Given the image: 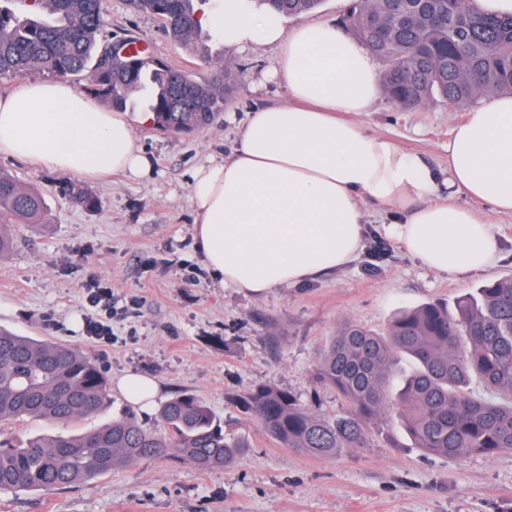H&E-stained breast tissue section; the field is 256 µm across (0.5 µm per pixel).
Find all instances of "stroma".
Returning <instances> with one entry per match:
<instances>
[{
    "mask_svg": "<svg viewBox=\"0 0 512 512\" xmlns=\"http://www.w3.org/2000/svg\"><path fill=\"white\" fill-rule=\"evenodd\" d=\"M107 11V34L135 35L155 59L200 81L217 63L241 68L242 84L211 125L188 135L158 132L140 122L142 103L128 106L135 143L153 162L146 177L80 181L0 156V170L40 189L47 204L41 224L13 227L14 248L0 256V328L80 350L109 382L138 373L158 383L155 409H135L113 390L98 414L71 423L73 431L122 416L156 428L158 406L185 393L226 431L245 435L250 448L222 469L202 471L172 454L54 493L0 492V512H512V450L450 459L415 447L396 425L368 447L320 458L282 447L241 408L244 395L269 385L319 416L342 414L347 401L313 378L330 337L348 322L385 334L401 308L451 305L512 276V215L494 218L495 263L464 276L433 273L407 255L384 234L386 215L371 209L364 251L342 269L261 294L214 281L194 247L189 182L198 165L232 154L249 112L286 102L272 76L278 51L202 36L197 57L126 0H107ZM466 117L441 102L403 110L383 97L358 120L443 174L451 131ZM75 185L97 206L75 204ZM96 280L112 293L108 342L85 331L96 316L87 301Z\"/></svg>",
    "mask_w": 512,
    "mask_h": 512,
    "instance_id": "obj_1",
    "label": "stroma"
}]
</instances>
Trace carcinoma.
<instances>
[{
  "label": "carcinoma",
  "instance_id": "obj_1",
  "mask_svg": "<svg viewBox=\"0 0 512 512\" xmlns=\"http://www.w3.org/2000/svg\"><path fill=\"white\" fill-rule=\"evenodd\" d=\"M207 0H129L162 20L169 38L197 52L198 16ZM279 18L310 12L322 0H259ZM342 26L384 65V95L419 109L436 97L463 110L486 94H512V15L489 16L472 0H351ZM105 0H0V75L47 70L61 79L91 68L81 90L123 112L151 83L154 126L190 134L210 125L239 83L232 68L196 80L134 48L130 36L102 39ZM45 207L35 189L0 173V253L13 247L8 228L38 224ZM417 369L395 390L400 356ZM317 383L335 388L349 409L320 418L284 390L261 386L241 400L244 412L288 448L329 457L366 446L374 428L401 423L415 444L452 459L512 450V278L467 293L454 310L438 304L407 309L387 335L347 322L320 351ZM499 399L467 391L472 379ZM109 383L90 356L67 345L0 329V492L67 489L138 459L172 452L200 469L223 468L249 442L229 437L196 398L178 395L160 409L164 432L118 418L85 433L18 439L4 425L50 424L96 414Z\"/></svg>",
  "mask_w": 512,
  "mask_h": 512
}]
</instances>
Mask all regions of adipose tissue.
<instances>
[{"label": "adipose tissue", "instance_id": "ef3b65f1", "mask_svg": "<svg viewBox=\"0 0 512 512\" xmlns=\"http://www.w3.org/2000/svg\"><path fill=\"white\" fill-rule=\"evenodd\" d=\"M200 23L238 48L276 46L273 76L288 89L286 104L250 112L232 155L198 167L189 184L195 246L213 279L263 293L346 266L362 252L369 206L387 212L385 233L432 271L493 263L488 215L512 214V96H490L454 127L448 198L437 202L438 173L356 122L380 97L381 75L340 27L287 30L248 0H224ZM1 155L80 179L152 171L126 113L60 80L0 95Z\"/></svg>", "mask_w": 512, "mask_h": 512}]
</instances>
